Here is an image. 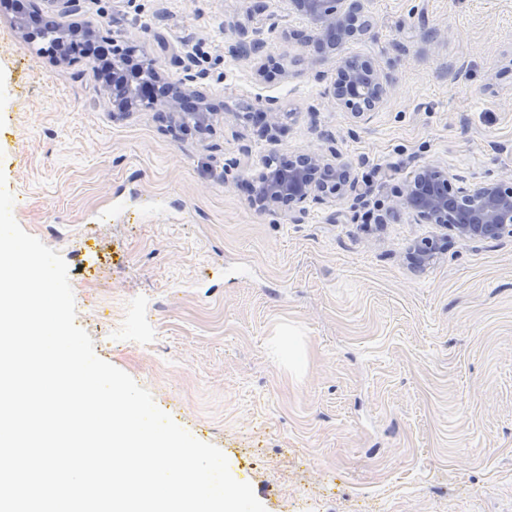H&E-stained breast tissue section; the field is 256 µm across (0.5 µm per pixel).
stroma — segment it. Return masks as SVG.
<instances>
[{
	"mask_svg": "<svg viewBox=\"0 0 512 512\" xmlns=\"http://www.w3.org/2000/svg\"><path fill=\"white\" fill-rule=\"evenodd\" d=\"M0 12V115L16 129L15 218L68 265L76 323L96 355L147 388L250 483L266 512H512V236L468 241L390 213L435 162L472 184L512 174V0H363L371 35L347 56L392 77L371 121L327 96L332 57L301 48L289 0H48ZM91 20L192 81L210 132L159 111L113 114L95 58L52 65L18 20ZM263 52L234 56V26ZM282 112L259 137L252 112ZM348 163L361 191L299 218L248 203L270 155ZM387 163L373 173L374 162ZM140 195L136 215L94 217ZM447 237L414 268L408 249ZM135 320L123 343L111 332Z\"/></svg>",
	"mask_w": 512,
	"mask_h": 512,
	"instance_id": "35a3bbf8",
	"label": "stroma"
}]
</instances>
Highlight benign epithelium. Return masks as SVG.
<instances>
[{
  "instance_id": "obj_1",
  "label": "benign epithelium",
  "mask_w": 512,
  "mask_h": 512,
  "mask_svg": "<svg viewBox=\"0 0 512 512\" xmlns=\"http://www.w3.org/2000/svg\"><path fill=\"white\" fill-rule=\"evenodd\" d=\"M292 9L308 19L311 28L292 34L301 46L316 45L321 52L335 51L355 36L371 34L374 24L365 14L362 0H290ZM263 40L241 33L234 45L236 53L251 57L260 51ZM155 83L160 93L145 98L132 81L112 77V111L127 114L152 100L162 104L170 122L183 124L191 119L202 130L210 129L213 107L205 95L191 85H179L167 91L168 82L156 73ZM390 87L389 76L377 69L372 61L357 56L336 59L334 80L328 93L350 110L360 121L368 120ZM264 117L262 131L277 129L279 112L268 103L260 109ZM357 191L350 166L330 162L323 156L302 153L281 161L277 166L266 165L251 185L249 203L260 211L305 212L308 201H323L328 196H350ZM395 213L409 215L418 223L438 224L461 239H498L512 235V178L483 180L469 186H457L448 171L436 164L420 166L412 179L395 190L392 207ZM445 250L439 239H424L407 252L417 268L433 262Z\"/></svg>"
}]
</instances>
